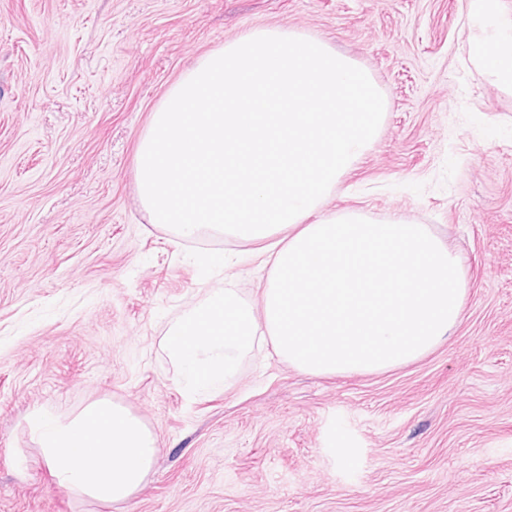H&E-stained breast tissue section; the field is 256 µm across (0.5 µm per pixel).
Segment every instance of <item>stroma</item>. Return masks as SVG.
<instances>
[{"label":"stroma","mask_w":512,"mask_h":512,"mask_svg":"<svg viewBox=\"0 0 512 512\" xmlns=\"http://www.w3.org/2000/svg\"><path fill=\"white\" fill-rule=\"evenodd\" d=\"M260 27L373 76L382 128L322 209L429 225L463 313L400 367L307 375L266 344L190 399L168 327L226 280L257 303L268 270L255 244L152 223L135 157L182 74ZM474 32L469 0H0V512H512V92ZM102 398L158 445L115 504L57 487L26 424Z\"/></svg>","instance_id":"stroma-1"}]
</instances>
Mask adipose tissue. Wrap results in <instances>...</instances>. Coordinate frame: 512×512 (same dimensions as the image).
<instances>
[{
	"label": "adipose tissue",
	"instance_id": "1",
	"mask_svg": "<svg viewBox=\"0 0 512 512\" xmlns=\"http://www.w3.org/2000/svg\"><path fill=\"white\" fill-rule=\"evenodd\" d=\"M499 0H470L480 30L477 55L487 72L512 86V16L500 14ZM29 433L58 486L102 503L129 499L156 461V439L125 406L99 399L70 417L33 409Z\"/></svg>",
	"mask_w": 512,
	"mask_h": 512
}]
</instances>
